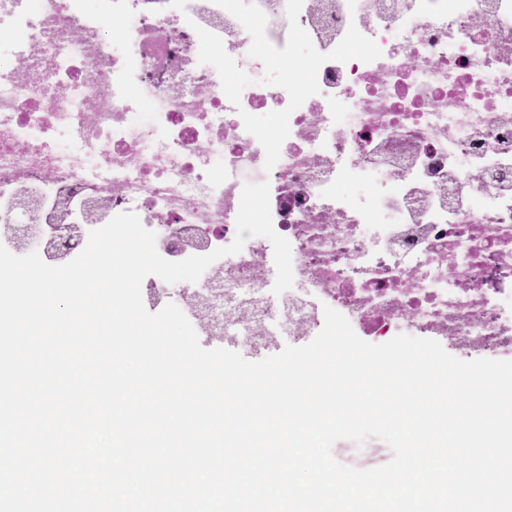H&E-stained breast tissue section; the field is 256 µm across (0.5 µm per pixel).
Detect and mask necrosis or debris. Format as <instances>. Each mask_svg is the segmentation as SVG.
Wrapping results in <instances>:
<instances>
[{"mask_svg": "<svg viewBox=\"0 0 512 512\" xmlns=\"http://www.w3.org/2000/svg\"><path fill=\"white\" fill-rule=\"evenodd\" d=\"M0 0V224L28 188L45 207L71 199L93 230L124 212L180 261L230 245L245 183L268 181L275 231L291 244L294 281L272 291L262 236L212 263L188 291L222 286L224 329L253 351L316 335L332 307L360 336L430 338L458 358L512 356V0H304L300 25L331 52L356 25L381 58L330 60L319 94L290 117L280 159L241 112L284 109L262 82L251 37L213 0ZM196 22L253 79L240 106L198 42L168 34ZM160 70L164 81L146 79ZM206 102H199V94ZM107 206L86 218L81 203ZM183 224L197 247L168 238Z\"/></svg>", "mask_w": 512, "mask_h": 512, "instance_id": "4bbe7bcc", "label": "necrosis or debris"}]
</instances>
